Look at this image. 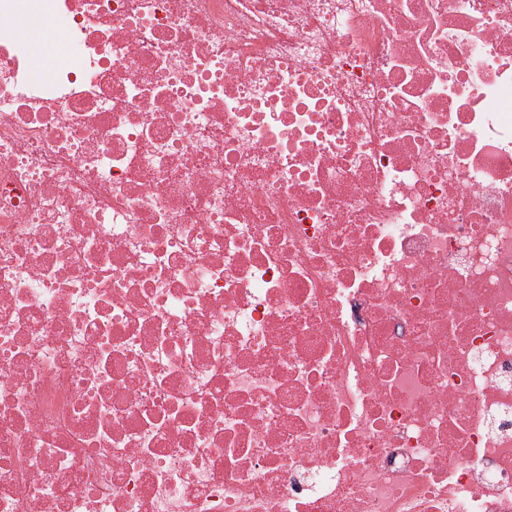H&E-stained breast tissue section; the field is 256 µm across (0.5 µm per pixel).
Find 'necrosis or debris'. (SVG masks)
<instances>
[{"instance_id": "necrosis-or-debris-1", "label": "necrosis or debris", "mask_w": 512, "mask_h": 512, "mask_svg": "<svg viewBox=\"0 0 512 512\" xmlns=\"http://www.w3.org/2000/svg\"><path fill=\"white\" fill-rule=\"evenodd\" d=\"M0 512H512V0H0ZM0 40L11 42H31L34 45L35 68L41 66L43 60L37 49L43 42L42 32L36 36L27 18L18 16L7 22H0Z\"/></svg>"}]
</instances>
